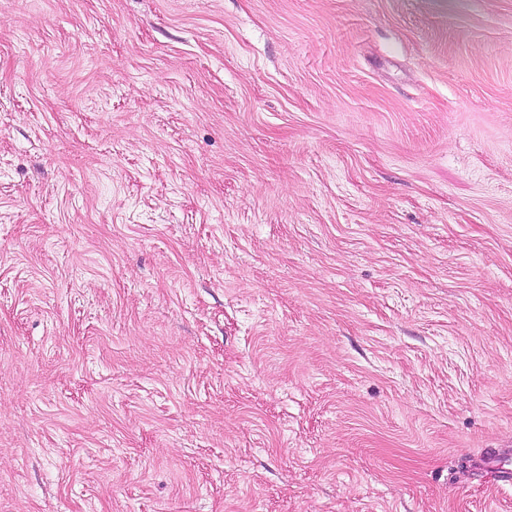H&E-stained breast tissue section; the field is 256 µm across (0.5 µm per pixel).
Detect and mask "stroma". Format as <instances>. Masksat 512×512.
I'll use <instances>...</instances> for the list:
<instances>
[{"mask_svg":"<svg viewBox=\"0 0 512 512\" xmlns=\"http://www.w3.org/2000/svg\"><path fill=\"white\" fill-rule=\"evenodd\" d=\"M512 0H0V512H512ZM480 466L494 471L497 481L512 486V464L510 448H490L480 460Z\"/></svg>","mask_w":512,"mask_h":512,"instance_id":"35a3bbf8","label":"stroma"}]
</instances>
